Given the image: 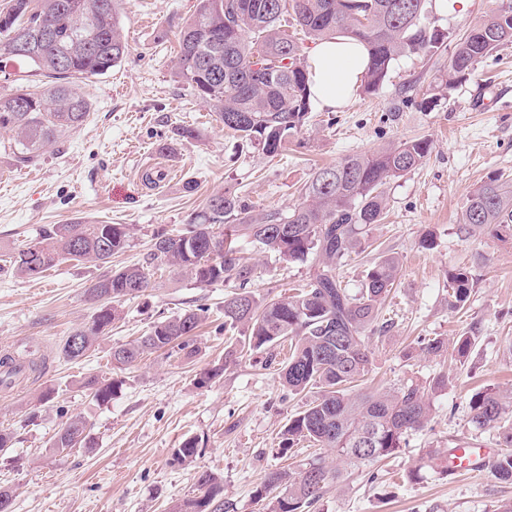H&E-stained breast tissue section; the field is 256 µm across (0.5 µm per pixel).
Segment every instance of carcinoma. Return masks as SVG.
I'll list each match as a JSON object with an SVG mask.
<instances>
[{"instance_id":"cac0c4a2","label":"carcinoma","mask_w":512,"mask_h":512,"mask_svg":"<svg viewBox=\"0 0 512 512\" xmlns=\"http://www.w3.org/2000/svg\"><path fill=\"white\" fill-rule=\"evenodd\" d=\"M118 0H7L0 17V38L9 43L23 31L44 30L35 51L19 55L49 78L41 92L19 88L0 94V131L12 139L0 150L23 166L38 161L49 147L82 128L92 103L76 83L101 76L129 51L116 13ZM431 0H200L193 19L180 35L176 73L206 102L215 120L238 133L262 153L275 156L311 111L309 73L302 46L284 30L283 17L293 12L296 25L312 40L350 37L367 49L365 90L373 93L388 80L403 56L437 51L447 33L426 24ZM505 43H512V8L501 10L458 39L448 62L446 89L454 78ZM426 139L399 142L373 154H351L336 165L317 170L301 189L302 202L290 213H254L237 197L210 195L200 211L177 234L158 231L149 254L155 268L174 266L201 287L232 281L238 291L224 298V330L244 327L243 347L272 351L286 338L294 351L280 368L282 386L293 395L319 389V395L297 412L284 428L281 451L309 440L351 464L387 457L412 431L423 428L432 413L430 395L445 386L440 374L427 385L406 383L395 390L363 392L356 382L372 364L369 332L378 324L380 308L395 285L397 258L381 256L365 270L358 292L342 287L336 274L362 250L364 229L378 224L386 209L382 187L421 166L430 154ZM459 223L470 232L494 227L512 234V181L498 175L475 187ZM247 236L261 248L291 262L314 261L306 285L289 296L259 298L251 285L254 269L236 256V241ZM129 231L124 224H56L40 239L8 256L23 278L38 280L62 260L101 264L123 251ZM150 287L142 266H126L95 282L90 294L104 305L90 321L74 330L82 349L62 354L77 360L105 336L115 319L112 303L134 298ZM469 272L448 274V308H464L471 296ZM204 308L187 309L156 322L135 341L112 348V365L125 369L148 353L174 346L184 350L203 321ZM474 340L459 336L448 348L438 337L421 341L422 351L467 357ZM82 387L100 405L112 401L119 384L89 377ZM470 423L494 429L499 450L491 473L500 484H512V391L488 387L469 400ZM58 451L92 448L91 425L82 416L69 418L52 441ZM197 442L185 439L174 460L190 464ZM452 449L427 453L410 470L416 481L424 468L448 471ZM342 476L341 469L319 457L299 472L266 474L261 491L273 494L270 512H311ZM203 495L173 512H208L224 499L222 479L212 471L197 472Z\"/></svg>"}]
</instances>
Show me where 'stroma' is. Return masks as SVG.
<instances>
[{
    "label": "stroma",
    "instance_id": "35a3bbf8",
    "mask_svg": "<svg viewBox=\"0 0 512 512\" xmlns=\"http://www.w3.org/2000/svg\"><path fill=\"white\" fill-rule=\"evenodd\" d=\"M432 9V25L448 29L445 44L429 56L394 62L376 92H356L343 109L313 107L279 155L270 157L216 122L209 107L175 73L177 34L199 0H120L118 17L127 56L105 75L82 81L92 107L84 126L63 137L40 161L18 165L0 153V169L13 183L0 188V253L34 244L43 230L73 221H104L129 228V242L111 264L66 261L30 281L0 272V356L34 357L41 369L8 390L0 389V429L12 446L0 456V486L15 495L14 512H172L200 495L197 471L219 473L234 512H269L258 491L266 473L300 470L325 451L302 441L279 454L289 417L311 394L290 395L280 383L278 361L288 346L244 353L246 334L224 329V297L231 284L203 288L175 268L152 270L143 295L117 303L109 333L81 359L70 361L62 345L99 308L89 287L109 268L145 265L156 231L175 234L216 192L238 196L258 212L288 213L315 169L353 153L370 154L391 144L425 138V162L387 181L385 215L366 227V250L340 270L358 291L365 268L383 255L400 263L399 278L383 306L391 327L370 337L372 369L363 390L394 389L444 374L447 387L432 397L427 425L410 432L393 455L344 466L343 481L329 490L317 512H496L512 499V486L490 471L449 479L424 471L409 480L432 448L469 441L496 450L495 430L468 422L469 400L486 387L512 389V235L466 233L459 218L470 192L492 174L512 175V43L477 64L448 89L439 77L467 29L500 12L512 0H444ZM434 107H424L427 98ZM192 130L179 137V128ZM175 170V178L150 189V167ZM434 249L420 248L425 230ZM239 256L254 265L252 288L287 295L306 282L310 264L289 263L239 237ZM466 269L474 280L468 305L448 308V274ZM205 305L204 325L192 352H157L123 370L113 368L112 347L129 343L157 321ZM476 339L468 358L434 357L419 338ZM224 373L198 385L218 360ZM115 379L112 401L97 405L82 388L84 377ZM49 402H40L44 391ZM93 423L95 445L59 454L54 434L67 418ZM196 438L195 461L173 460L175 448Z\"/></svg>",
    "mask_w": 512,
    "mask_h": 512
}]
</instances>
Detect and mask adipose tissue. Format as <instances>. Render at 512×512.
Here are the masks:
<instances>
[{
    "label": "adipose tissue",
    "instance_id": "ef3b65f1",
    "mask_svg": "<svg viewBox=\"0 0 512 512\" xmlns=\"http://www.w3.org/2000/svg\"><path fill=\"white\" fill-rule=\"evenodd\" d=\"M365 46L352 38L318 40L308 51L311 95L324 109L347 106L366 70Z\"/></svg>",
    "mask_w": 512,
    "mask_h": 512
}]
</instances>
